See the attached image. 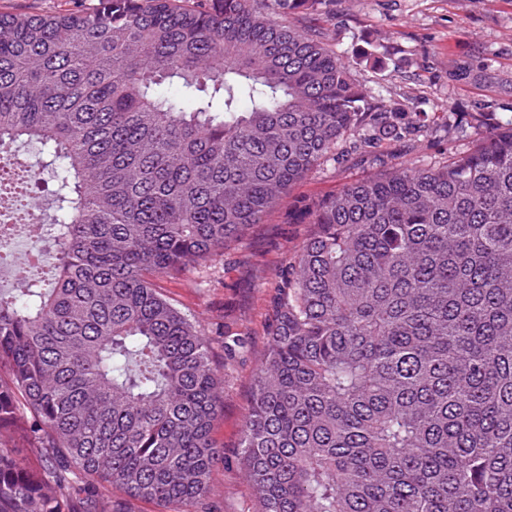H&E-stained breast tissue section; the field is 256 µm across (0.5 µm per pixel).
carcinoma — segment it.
<instances>
[{
  "mask_svg": "<svg viewBox=\"0 0 512 512\" xmlns=\"http://www.w3.org/2000/svg\"><path fill=\"white\" fill-rule=\"evenodd\" d=\"M319 5L0 12V160L45 157L56 270L0 288V512H214L223 372L153 277L224 256L344 136L411 134L293 21ZM309 223L242 425L255 512H512V118Z\"/></svg>",
  "mask_w": 512,
  "mask_h": 512,
  "instance_id": "cac0c4a2",
  "label": "carcinoma"
}]
</instances>
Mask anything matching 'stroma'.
Wrapping results in <instances>:
<instances>
[{"instance_id": "35a3bbf8", "label": "stroma", "mask_w": 512, "mask_h": 512, "mask_svg": "<svg viewBox=\"0 0 512 512\" xmlns=\"http://www.w3.org/2000/svg\"><path fill=\"white\" fill-rule=\"evenodd\" d=\"M298 21L327 32L330 46L370 95L412 102L416 132L409 142L346 136L334 159L283 194L263 223L251 226L222 258L155 277L162 294L202 322L215 361L224 364V401L212 430L224 454L211 475L222 512H253L236 449L266 348L268 301L280 270L311 231L289 223V215L391 164L436 166L449 153L470 152L479 137L470 114L512 118V0H323L317 13ZM228 328L250 338L232 359L222 348Z\"/></svg>"}]
</instances>
